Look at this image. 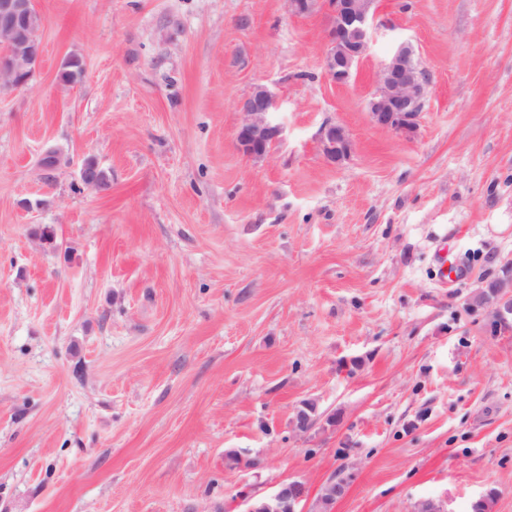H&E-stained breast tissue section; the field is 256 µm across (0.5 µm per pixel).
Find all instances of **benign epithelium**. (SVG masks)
I'll use <instances>...</instances> for the list:
<instances>
[{
	"label": "benign epithelium",
	"mask_w": 512,
	"mask_h": 512,
	"mask_svg": "<svg viewBox=\"0 0 512 512\" xmlns=\"http://www.w3.org/2000/svg\"><path fill=\"white\" fill-rule=\"evenodd\" d=\"M288 5L296 15H308L320 9L332 15L333 23L326 35L324 71L333 83H348L369 50L375 0H288ZM41 29L42 21L33 0H0L1 91L24 87L31 80L43 52ZM427 85L426 72L412 44L398 43L377 74L368 103L371 122L398 135L415 132L420 116L417 106L426 97ZM275 106L272 92L264 85L255 86L240 103L243 118L236 142L244 155L263 159L268 156L270 145L279 140L281 127L272 120ZM318 143L322 158L332 166L343 164L353 151L348 133L335 123L321 127ZM487 307L496 323L512 316L511 277L498 281ZM345 490L344 479H331L322 490L321 504L326 506L335 501ZM307 497L306 486L294 482L257 501L248 512H293Z\"/></svg>",
	"instance_id": "benign-epithelium-1"
}]
</instances>
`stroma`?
<instances>
[{"instance_id":"obj_1","label":"stroma","mask_w":512,"mask_h":512,"mask_svg":"<svg viewBox=\"0 0 512 512\" xmlns=\"http://www.w3.org/2000/svg\"><path fill=\"white\" fill-rule=\"evenodd\" d=\"M377 5L335 85L322 9L35 0L40 63L0 92V512H248L294 481L297 512H512V328L472 300L512 265V0ZM402 41L429 78L410 137L367 108ZM258 84L283 133L255 160ZM275 106L272 92L264 85L255 86L240 103L243 118L236 142L244 155L263 159L268 156L270 145L279 140L281 127L272 120ZM318 143L322 158L332 166L343 164L353 151L348 133L335 123H326L321 127Z\"/></svg>"}]
</instances>
